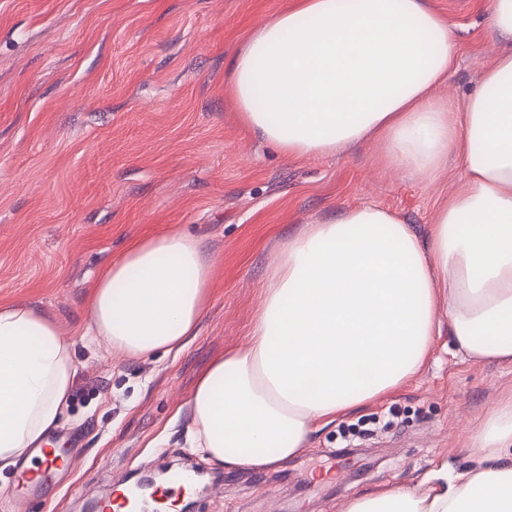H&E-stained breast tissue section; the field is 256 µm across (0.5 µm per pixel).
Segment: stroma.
Returning <instances> with one entry per match:
<instances>
[{
    "label": "stroma",
    "instance_id": "1",
    "mask_svg": "<svg viewBox=\"0 0 512 512\" xmlns=\"http://www.w3.org/2000/svg\"><path fill=\"white\" fill-rule=\"evenodd\" d=\"M290 2L0 0V303L49 315L76 368L51 436L68 462L24 501V466L1 469L0 512H83L103 487L176 463L215 478L193 512H345L358 494L468 466L467 423L512 394V366L470 363L440 336L415 380L321 428L277 470L229 474L191 451L185 405L211 362L244 343L288 236L369 203L424 227L463 178L454 156L417 182L377 165L371 142L288 159L244 133L224 64ZM430 2L459 39L436 95L461 103L505 46L488 0ZM172 227L220 259L193 341L125 359L83 338L98 270ZM388 411L394 425H376Z\"/></svg>",
    "mask_w": 512,
    "mask_h": 512
}]
</instances>
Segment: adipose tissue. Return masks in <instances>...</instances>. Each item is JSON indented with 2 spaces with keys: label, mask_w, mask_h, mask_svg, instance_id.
Listing matches in <instances>:
<instances>
[{
  "label": "adipose tissue",
  "mask_w": 512,
  "mask_h": 512,
  "mask_svg": "<svg viewBox=\"0 0 512 512\" xmlns=\"http://www.w3.org/2000/svg\"><path fill=\"white\" fill-rule=\"evenodd\" d=\"M457 56L430 0H296L240 44L224 96L243 130L284 157L375 142L388 169L464 177L433 224L373 205L304 225L273 255L245 344L215 359L187 402L188 440L228 472L267 471L319 426L399 391L447 328L473 363H512V50L465 103L436 97ZM218 262L173 228L102 266L87 335L142 358L198 333ZM75 383L71 344L33 307L0 303V465L42 447ZM471 466L426 491L381 489L346 512H512V394L477 420Z\"/></svg>",
  "instance_id": "adipose-tissue-1"
}]
</instances>
